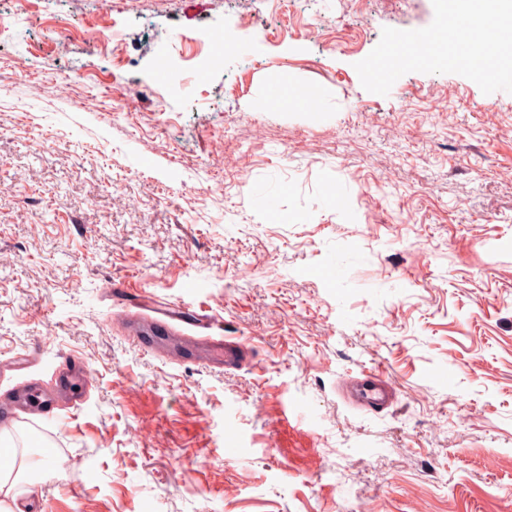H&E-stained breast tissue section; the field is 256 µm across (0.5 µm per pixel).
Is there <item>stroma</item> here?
I'll use <instances>...</instances> for the list:
<instances>
[{
    "label": "stroma",
    "instance_id": "35a3bbf8",
    "mask_svg": "<svg viewBox=\"0 0 512 512\" xmlns=\"http://www.w3.org/2000/svg\"><path fill=\"white\" fill-rule=\"evenodd\" d=\"M278 16L279 40L231 32ZM433 18L0 0V394L38 396L13 423L39 446L25 512H512V93L411 72L382 96L354 68ZM379 364L396 403L345 404L339 381Z\"/></svg>",
    "mask_w": 512,
    "mask_h": 512
}]
</instances>
